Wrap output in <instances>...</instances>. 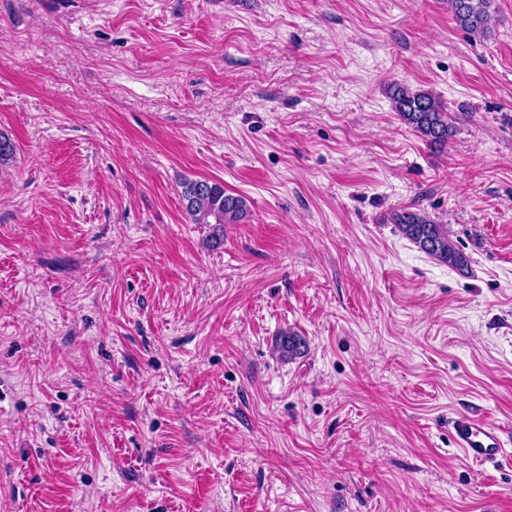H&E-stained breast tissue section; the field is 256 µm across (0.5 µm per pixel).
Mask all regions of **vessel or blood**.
<instances>
[{
    "label": "vessel or blood",
    "mask_w": 512,
    "mask_h": 512,
    "mask_svg": "<svg viewBox=\"0 0 512 512\" xmlns=\"http://www.w3.org/2000/svg\"><path fill=\"white\" fill-rule=\"evenodd\" d=\"M448 427L455 446L472 464L482 466L506 460L504 432L488 420L461 415L451 418Z\"/></svg>",
    "instance_id": "vessel-or-blood-1"
}]
</instances>
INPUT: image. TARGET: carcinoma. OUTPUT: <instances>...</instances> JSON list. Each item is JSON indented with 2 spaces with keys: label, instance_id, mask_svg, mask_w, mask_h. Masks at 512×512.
I'll return each mask as SVG.
<instances>
[{
  "label": "carcinoma",
  "instance_id": "cac0c4a2",
  "mask_svg": "<svg viewBox=\"0 0 512 512\" xmlns=\"http://www.w3.org/2000/svg\"><path fill=\"white\" fill-rule=\"evenodd\" d=\"M493 0H448V9L457 25L468 35L485 39L496 22L491 12ZM391 108L400 120L431 146L444 147L456 136L458 127L448 106L436 95L395 84L390 88ZM181 198L186 214L194 224H213L219 236L224 225L249 220L250 208L241 195L229 194L224 185L209 179H187L181 183ZM403 236L424 253L458 270L468 267L469 258L448 236V228L427 212L418 209L397 210L390 215ZM283 356L292 358L304 353L306 340L293 331L283 332L279 346Z\"/></svg>",
  "mask_w": 512,
  "mask_h": 512
}]
</instances>
